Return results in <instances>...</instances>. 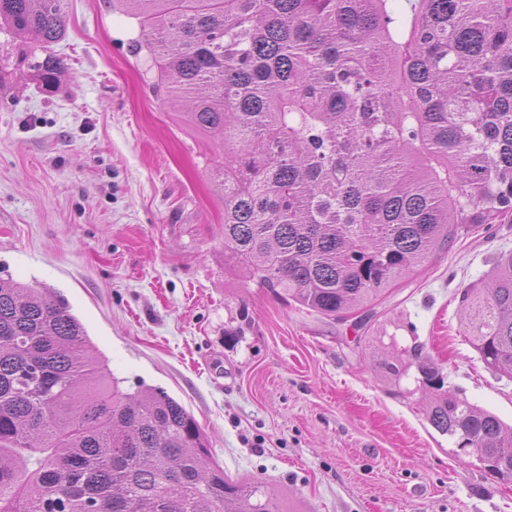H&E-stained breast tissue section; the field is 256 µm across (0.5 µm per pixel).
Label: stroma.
<instances>
[{"mask_svg": "<svg viewBox=\"0 0 512 512\" xmlns=\"http://www.w3.org/2000/svg\"><path fill=\"white\" fill-rule=\"evenodd\" d=\"M50 92L0 85V277L54 289L125 392L164 389L230 479L262 480L286 512H512V480L460 454L426 416L418 342L451 389L512 424V378L460 326V293L512 251L479 228L390 288L367 327L245 287L224 266V206L207 146L130 47L112 0H68Z\"/></svg>", "mask_w": 512, "mask_h": 512, "instance_id": "1", "label": "stroma"}]
</instances>
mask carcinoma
<instances>
[{"label": "carcinoma", "mask_w": 512, "mask_h": 512, "mask_svg": "<svg viewBox=\"0 0 512 512\" xmlns=\"http://www.w3.org/2000/svg\"><path fill=\"white\" fill-rule=\"evenodd\" d=\"M132 49L224 159V265L318 315L365 326L378 300L471 225L512 221V0H112ZM66 0H0L30 80L65 64ZM461 327L512 377V252L461 292ZM423 348L427 417L512 478V428L445 389ZM0 512H284L209 460L162 389L124 392L46 289L0 279Z\"/></svg>", "instance_id": "carcinoma-1"}]
</instances>
